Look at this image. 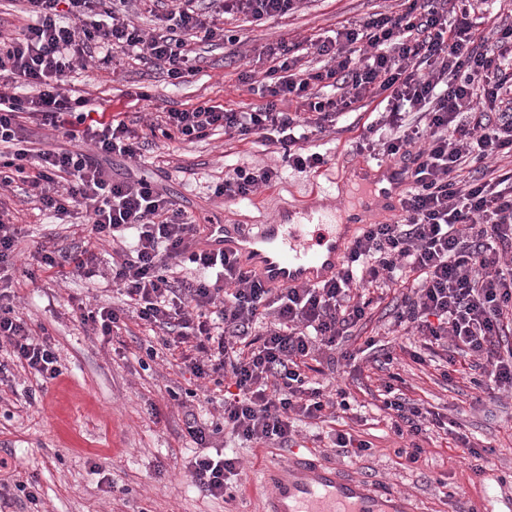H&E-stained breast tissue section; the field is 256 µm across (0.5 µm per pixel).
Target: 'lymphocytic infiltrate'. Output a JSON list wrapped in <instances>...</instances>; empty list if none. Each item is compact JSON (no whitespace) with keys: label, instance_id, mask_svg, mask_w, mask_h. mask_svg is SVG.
I'll return each instance as SVG.
<instances>
[{"label":"lymphocytic infiltrate","instance_id":"lymphocytic-infiltrate-1","mask_svg":"<svg viewBox=\"0 0 512 512\" xmlns=\"http://www.w3.org/2000/svg\"><path fill=\"white\" fill-rule=\"evenodd\" d=\"M134 0H20L30 17L16 37L0 38V70L28 88L26 96L0 93V189L22 182L29 202L60 215L79 211L95 239L111 242L112 264L100 268L92 254L42 250L28 279L38 273L58 278L67 268L88 277H107L122 307L80 306V318L100 336L121 330L134 313L160 340L181 350L199 385L224 386L216 402L223 429L187 412L185 430L203 448L189 470L192 484L212 497L236 492L240 460L212 457L205 450L218 432L247 448L285 445L296 422L327 429L334 447L349 458L371 450L370 441L336 429L337 411H349V394L319 380L324 364L373 306L402 289L394 324L421 339L422 350L451 348L443 376L468 369L496 387L512 390V23L496 25L494 45L467 22L474 0H405L401 11L379 13L342 26L335 37L317 41L321 67L303 64L286 44L270 48L272 64L249 90L260 102L240 111L205 100L162 112L150 133L185 141L216 132L273 147L284 165L304 171L328 164L311 150L353 104L385 97L379 124L361 135L370 142L378 128L384 155L412 157V185L402 201V218L371 224L353 241L333 281L319 285L268 287L235 258L197 248L205 232L163 188L144 176L112 177L107 158L139 159L145 143L120 116L85 97L64 92L68 78L85 67L93 46L134 56L166 68L170 77L197 74L196 44L223 34L227 15L256 23L292 14L299 0H155L161 27L145 34L130 17ZM60 131L89 142L93 153L29 149L28 126ZM470 177H463V170ZM280 169L238 165L228 169L215 196L248 200L274 186ZM15 293L0 281V347L10 363L43 380L60 370L48 338L16 313ZM392 372L380 408L390 430L407 437L398 449L404 466L417 464L439 413L423 401L403 397Z\"/></svg>","mask_w":512,"mask_h":512}]
</instances>
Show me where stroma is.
I'll list each match as a JSON object with an SVG mask.
<instances>
[{
    "label": "stroma",
    "instance_id": "stroma-1",
    "mask_svg": "<svg viewBox=\"0 0 512 512\" xmlns=\"http://www.w3.org/2000/svg\"><path fill=\"white\" fill-rule=\"evenodd\" d=\"M402 2L300 0L295 13L260 25L229 16L224 26L234 31L237 43L217 38L198 44L200 70L187 81L119 53L110 65L93 61L74 72L66 93L122 113L138 130L156 113L208 99L244 110L259 98L240 76L262 77L269 66L265 47L280 42L297 46L302 57L320 67L324 60L314 41L373 14L399 11ZM378 117V112L361 109L339 118L318 141L320 152L330 158L325 169H284L276 185L258 192L250 205L214 196L210 186L223 180L228 165L279 164V156L255 138L240 143L216 134L191 143L157 137L144 160L116 157L107 167L117 178L132 171L158 181L198 223L265 224L280 208L305 202L312 184L335 196L338 171L386 163V156L358 146L363 125ZM13 206L25 231L16 265L7 271L16 282V309L32 328H46L61 374L45 383L18 370L0 381V459L8 463L0 478L9 483L35 479L38 496L32 504L9 495L0 501V512H264L265 501L255 492L261 465L311 454L409 496L417 512H486L491 498H512V395L482 392L467 372L445 379L434 367L413 363L404 351L411 337L388 332L393 308L388 299L347 343L354 359L336 364V382L353 397L351 413L373 444L370 454L345 460L305 429L288 445L273 448H246L223 435L217 450L235 451L243 466L236 498L227 501L200 492L187 476L198 450L185 436V411L208 412V389H193L180 352L147 360L152 333L137 318L126 317L124 328L108 342L82 323L79 302L112 305L111 286L74 270L64 279L24 278V268L38 260L39 246L56 244L72 252L88 248L103 267L111 260L112 246L96 244L89 225L76 217L33 209L18 196ZM370 337L376 346L368 350L364 342ZM389 351L398 355L406 397L428 403L455 422L460 433L490 443L488 461L447 450L439 433L415 468H402L396 450L405 441L387 427L378 408L388 379L382 363ZM190 390L193 402L182 407L181 398Z\"/></svg>",
    "mask_w": 512,
    "mask_h": 512
}]
</instances>
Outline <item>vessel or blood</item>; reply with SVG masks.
<instances>
[{"label": "vessel or blood", "mask_w": 512, "mask_h": 512, "mask_svg": "<svg viewBox=\"0 0 512 512\" xmlns=\"http://www.w3.org/2000/svg\"><path fill=\"white\" fill-rule=\"evenodd\" d=\"M386 186L368 179L351 184L336 208L317 201L280 212L268 224H211L200 246L234 256L258 271L271 287L320 284L341 268L351 226L364 223L383 197L404 194L410 178L404 169L380 165ZM268 489L265 512H409L406 497L376 489L365 479L346 478L341 469L310 457H294L264 468Z\"/></svg>", "instance_id": "obj_1"}]
</instances>
